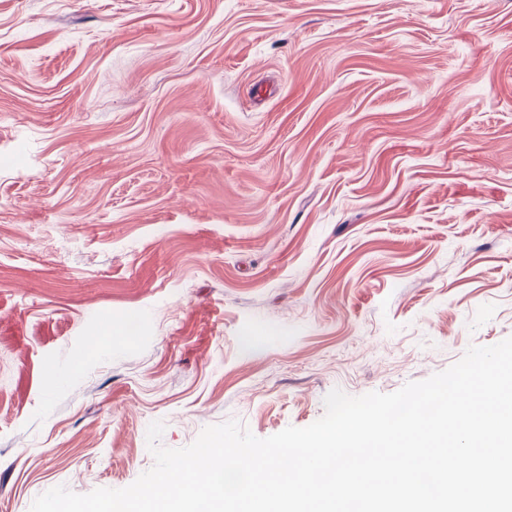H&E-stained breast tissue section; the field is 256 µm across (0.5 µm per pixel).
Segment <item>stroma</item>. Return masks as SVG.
<instances>
[{
    "instance_id": "obj_1",
    "label": "stroma",
    "mask_w": 512,
    "mask_h": 512,
    "mask_svg": "<svg viewBox=\"0 0 512 512\" xmlns=\"http://www.w3.org/2000/svg\"><path fill=\"white\" fill-rule=\"evenodd\" d=\"M509 337L512 0H0V512Z\"/></svg>"
}]
</instances>
